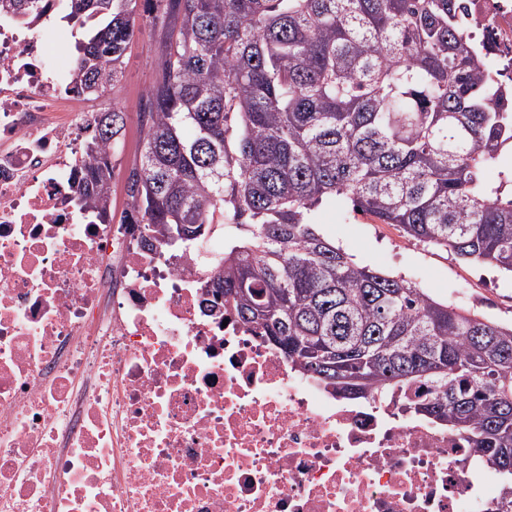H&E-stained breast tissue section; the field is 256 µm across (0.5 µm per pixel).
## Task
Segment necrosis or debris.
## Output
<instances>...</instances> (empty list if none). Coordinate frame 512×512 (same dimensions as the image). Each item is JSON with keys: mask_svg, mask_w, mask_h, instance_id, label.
Masks as SVG:
<instances>
[{"mask_svg": "<svg viewBox=\"0 0 512 512\" xmlns=\"http://www.w3.org/2000/svg\"><path fill=\"white\" fill-rule=\"evenodd\" d=\"M512 85V0H467ZM61 0L0 13V512H502L466 440L347 399L211 310L224 237L95 221L102 100L52 41Z\"/></svg>", "mask_w": 512, "mask_h": 512, "instance_id": "4bbe7bcc", "label": "necrosis or debris"}]
</instances>
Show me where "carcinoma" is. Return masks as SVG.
Instances as JSON below:
<instances>
[{
	"label": "carcinoma",
	"mask_w": 512,
	"mask_h": 512,
	"mask_svg": "<svg viewBox=\"0 0 512 512\" xmlns=\"http://www.w3.org/2000/svg\"><path fill=\"white\" fill-rule=\"evenodd\" d=\"M91 24L81 89L117 85L146 26L156 79L120 223L169 244L179 224L229 236L212 294L345 397L403 393L448 425L512 495V325L362 266L311 223L328 198L403 236L512 274V88L463 30L465 0H64ZM126 109L101 113L84 197L112 221Z\"/></svg>",
	"instance_id": "obj_1"
}]
</instances>
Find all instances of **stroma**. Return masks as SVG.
Returning <instances> with one entry per match:
<instances>
[{
	"label": "stroma",
	"instance_id": "1",
	"mask_svg": "<svg viewBox=\"0 0 512 512\" xmlns=\"http://www.w3.org/2000/svg\"><path fill=\"white\" fill-rule=\"evenodd\" d=\"M157 45L148 36L127 51L123 77L113 90L116 100H132L154 80ZM320 231L356 262L411 279L440 301L477 312L500 323L512 322V277L495 268L459 259L453 253L403 236L396 227L338 203L315 213Z\"/></svg>",
	"mask_w": 512,
	"mask_h": 512
}]
</instances>
